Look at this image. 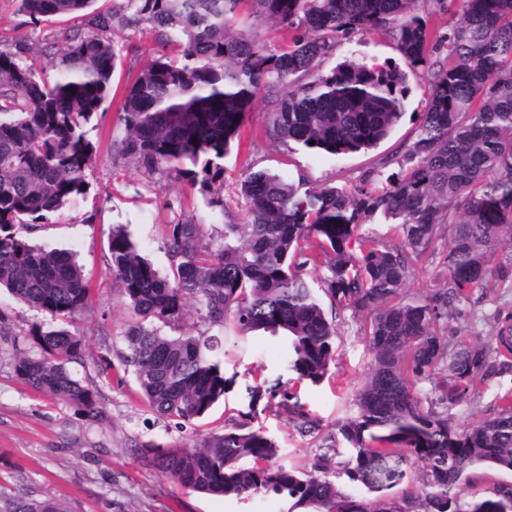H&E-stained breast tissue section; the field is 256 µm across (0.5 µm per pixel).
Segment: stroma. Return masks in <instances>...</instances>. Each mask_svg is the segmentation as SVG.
Here are the masks:
<instances>
[{
	"label": "stroma",
	"mask_w": 512,
	"mask_h": 512,
	"mask_svg": "<svg viewBox=\"0 0 512 512\" xmlns=\"http://www.w3.org/2000/svg\"><path fill=\"white\" fill-rule=\"evenodd\" d=\"M81 25V18L68 16L36 26L19 12L15 0H0V45L25 44L27 64L47 77L53 74L52 45L60 32ZM110 38L117 52L116 67L110 98L89 133L97 159L87 172V195L32 235L45 248L72 252L90 283L91 310L77 323L86 340L85 352L70 371L98 390L104 415L97 421L87 420L65 402L37 393L17 379L11 339L25 335L45 317L8 292H0V495L51 497L65 502L70 512H288V500L273 494L223 498L184 489L149 464L152 447H189L201 435L247 423L263 428L278 441L280 464L305 470L324 447L326 437L335 435L338 422L356 412L354 393L365 381L372 361L363 334L365 316L350 310L337 315L336 358L325 378L294 388L303 413L319 427L316 433L302 432L281 407L284 393L292 388L287 384L290 374L278 338L244 336L230 324L202 327L192 299L187 300L180 323L151 318L147 324L168 336L204 329L218 341L217 353L224 359V375L230 383L204 418L180 423L150 411L132 369L123 362L125 334L137 317L112 277V232L123 227L140 253L166 274L171 268L170 225H202L205 242L215 245L222 240L224 226L213 218L199 186L147 171L113 150V142L123 136L117 118L125 90L150 59L163 54L164 47L155 32L145 28L117 27ZM346 60L381 66L403 63L396 42L383 31L353 34L321 68L327 71ZM406 86L405 114L394 131L375 148L338 162L263 137L267 104L257 99L240 146L224 159L222 195L227 210L240 214L239 182L253 166L304 175L317 188L382 190L386 175L397 171L399 160L416 141L429 98L428 75L423 69L408 72ZM498 310L512 312L510 281L464 308L473 331L482 337L495 332ZM258 383L263 386V397L252 410L248 392ZM508 393H512V373L488 380L479 394L463 397L451 407L454 423L466 427L479 422Z\"/></svg>",
	"instance_id": "obj_1"
}]
</instances>
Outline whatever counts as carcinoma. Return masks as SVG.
<instances>
[{"label": "carcinoma", "mask_w": 512, "mask_h": 512, "mask_svg": "<svg viewBox=\"0 0 512 512\" xmlns=\"http://www.w3.org/2000/svg\"><path fill=\"white\" fill-rule=\"evenodd\" d=\"M16 2L34 24L83 19L57 43L50 78L24 62L25 45L0 49V288L52 320L29 329L32 345L14 359L20 381L88 420L103 417L98 392L69 370L84 354L83 336L69 327L90 311L89 282L69 254L29 235L87 193L96 161L89 126L109 97L117 59L107 34L147 25L175 53L152 59L127 87L116 147L152 172L199 184L224 219V242L202 243L201 224L170 225L171 274L161 275L115 230L112 276L134 313L178 321L195 298L204 323L230 319L241 333L280 337L292 381L317 384L335 359L337 332L303 274L313 263L326 269L320 288L334 313L369 315L373 354L356 414L337 428L349 451L344 463L334 444L309 471L286 468L276 462V441L247 425L158 450L150 463L204 494L283 496L289 512H488L493 502L512 512L511 486L494 501L464 491L476 467L512 471V396L462 429L437 410L512 372V314L498 315L496 334L481 341L462 309L475 292L512 280V0H461L464 22L444 34L425 9L444 0H112L106 10L94 7L98 0ZM263 27L281 40L266 43ZM371 30L391 34L407 68L431 78L420 133L390 187L348 193L258 168L240 182L242 217L230 214L215 183L258 97L270 104L267 139L336 159L377 146L398 125L401 68L344 61L320 70L352 34ZM443 50L448 63L434 58ZM377 213L394 221L398 242L359 233ZM442 240V287L408 295L415 264ZM504 248L511 254L495 261ZM126 341L125 365L158 416L201 418L224 396L228 379L211 338L136 324ZM439 373L446 393L422 397L417 386ZM283 409L303 432L317 430L298 403ZM418 462L419 490L400 503L385 498ZM340 469L375 497L349 499L331 480ZM0 512L69 509L53 498H6Z\"/></svg>", "instance_id": "1"}]
</instances>
